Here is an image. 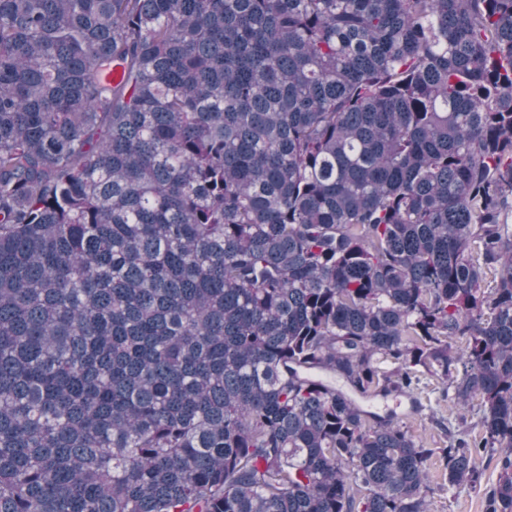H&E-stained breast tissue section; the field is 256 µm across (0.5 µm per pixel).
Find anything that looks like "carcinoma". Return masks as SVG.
<instances>
[{
	"label": "carcinoma",
	"mask_w": 512,
	"mask_h": 512,
	"mask_svg": "<svg viewBox=\"0 0 512 512\" xmlns=\"http://www.w3.org/2000/svg\"><path fill=\"white\" fill-rule=\"evenodd\" d=\"M420 367L512 512V0H0V512H429Z\"/></svg>",
	"instance_id": "carcinoma-1"
}]
</instances>
